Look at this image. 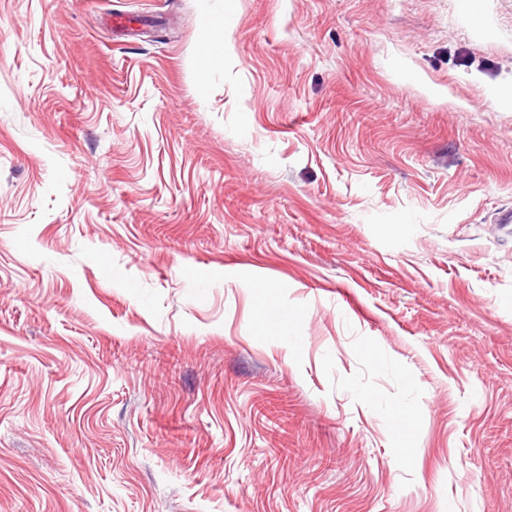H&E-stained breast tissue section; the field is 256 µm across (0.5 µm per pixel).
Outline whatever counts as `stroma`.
<instances>
[{
    "mask_svg": "<svg viewBox=\"0 0 512 512\" xmlns=\"http://www.w3.org/2000/svg\"><path fill=\"white\" fill-rule=\"evenodd\" d=\"M509 210L512 0H0V512H512Z\"/></svg>",
    "mask_w": 512,
    "mask_h": 512,
    "instance_id": "obj_1",
    "label": "stroma"
}]
</instances>
